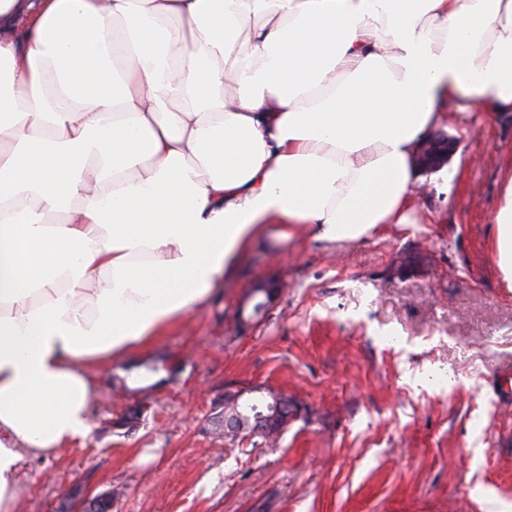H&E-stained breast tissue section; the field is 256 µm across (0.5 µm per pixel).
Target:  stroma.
<instances>
[{"label": "stroma", "mask_w": 512, "mask_h": 512, "mask_svg": "<svg viewBox=\"0 0 512 512\" xmlns=\"http://www.w3.org/2000/svg\"><path fill=\"white\" fill-rule=\"evenodd\" d=\"M458 150L407 224L319 241L273 224L199 312L95 371L91 432L25 457L13 512H512V286L490 217L512 112H451ZM276 281L261 316L246 298ZM287 394L275 439L225 438L226 388Z\"/></svg>", "instance_id": "obj_1"}]
</instances>
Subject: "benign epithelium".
<instances>
[{
  "label": "benign epithelium",
  "instance_id": "7a95c632",
  "mask_svg": "<svg viewBox=\"0 0 512 512\" xmlns=\"http://www.w3.org/2000/svg\"><path fill=\"white\" fill-rule=\"evenodd\" d=\"M459 141L445 133H437L425 140L416 154V166L431 172L440 169L458 149ZM276 289L263 282L251 291V299L256 301L255 311L264 308V303L272 300ZM224 396L240 405L241 412L233 418L224 419V432L233 434L239 425L246 423L253 432L265 436L279 433L294 416L296 406L277 392L260 387L250 389H227Z\"/></svg>",
  "mask_w": 512,
  "mask_h": 512
}]
</instances>
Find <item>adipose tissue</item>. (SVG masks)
Wrapping results in <instances>:
<instances>
[{"label":"adipose tissue","mask_w":512,"mask_h":512,"mask_svg":"<svg viewBox=\"0 0 512 512\" xmlns=\"http://www.w3.org/2000/svg\"><path fill=\"white\" fill-rule=\"evenodd\" d=\"M450 107L512 110V0H0V512L268 225L409 223Z\"/></svg>","instance_id":"ef3b65f1"}]
</instances>
